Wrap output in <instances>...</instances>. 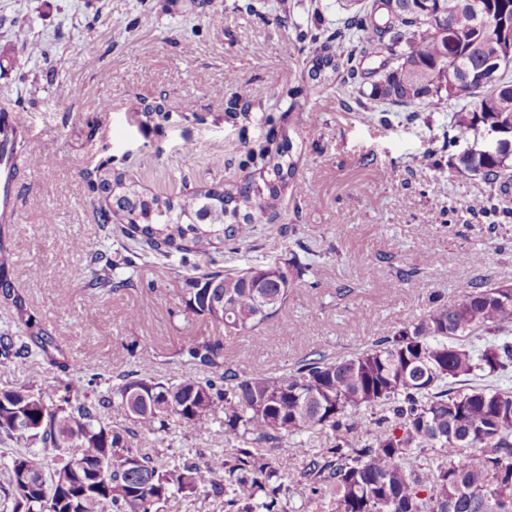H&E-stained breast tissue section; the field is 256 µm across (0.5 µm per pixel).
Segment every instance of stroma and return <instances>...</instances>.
Instances as JSON below:
<instances>
[{"mask_svg": "<svg viewBox=\"0 0 512 512\" xmlns=\"http://www.w3.org/2000/svg\"><path fill=\"white\" fill-rule=\"evenodd\" d=\"M346 16L337 0H0V106L20 109L27 122L17 147L18 221L0 223L24 307L0 296V333L18 331L28 315L56 344L52 364L37 354L0 358V388H53L61 361L70 378L97 373L114 385L131 373L205 377L209 368L180 354L198 339L221 341L225 365L239 373L281 375L307 357L367 349L375 336L417 321L433 295L452 303L474 285L512 281V252L496 250L512 240V218L470 210L488 194L512 202V182L492 188L455 169L478 135L451 126L454 104L391 105L383 123L363 76L372 61L353 77L317 68V49L286 55L300 31L318 23L332 31ZM45 43L47 57L36 51ZM241 89L253 107L227 118ZM271 130L287 138L296 169L273 222L255 224L238 250L162 257L125 237L120 220L101 224L105 201L87 188L101 161L112 159L148 195L174 199L258 178L241 161ZM32 153L47 164L25 167ZM297 240L310 251L317 285L293 288L262 345L185 312L189 269L281 261ZM95 252L125 256L112 277L130 287L88 290L83 275ZM475 252L482 263L471 262ZM411 268L415 276L404 279ZM131 442L197 464L232 452L220 410L206 434L139 430ZM331 443L322 431L275 449L291 475L280 512H334L302 477Z\"/></svg>", "mask_w": 512, "mask_h": 512, "instance_id": "obj_1", "label": "stroma"}]
</instances>
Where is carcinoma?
I'll return each instance as SVG.
<instances>
[{"instance_id": "cac0c4a2", "label": "carcinoma", "mask_w": 512, "mask_h": 512, "mask_svg": "<svg viewBox=\"0 0 512 512\" xmlns=\"http://www.w3.org/2000/svg\"><path fill=\"white\" fill-rule=\"evenodd\" d=\"M512 32V0H369L346 25L322 41L325 66L356 57L379 58L368 98L391 105L454 101L452 122L462 134L512 122L508 68L482 83L468 73L505 55ZM260 180L217 185L177 202L138 204L140 191L112 166L89 182L93 193L112 187L126 224L121 231L167 257L235 248L250 225L269 214L295 166L282 145L245 154ZM455 168L493 186L512 169V147L494 156L458 157ZM208 220L199 222L202 211ZM283 263L239 272L210 271L184 278V311L246 333L260 343L263 328L287 304L292 288L316 283L295 251ZM127 262L106 253L87 286L125 288L110 271ZM0 262V294L23 309ZM29 338L48 362L53 341ZM474 337L480 345L464 343ZM31 354L24 337L0 335V356ZM186 362L213 369L207 378L161 382L127 377L101 388L96 374L59 380L48 392L29 385L0 389V502L11 512H160L179 493L222 498L234 512H278V459L263 445L327 429L334 444L307 464L310 493L330 497L336 512H512V388L475 385L478 374L499 378L512 368V283L480 284L455 303L435 298L417 322L380 336L346 356L304 360L283 375H240L224 367V345L203 339L181 349ZM118 412L156 433L187 427L210 431L224 410V439L240 444L231 457L214 454L201 465L142 453L98 408ZM366 409L370 415H361ZM430 448L433 457L420 463Z\"/></svg>"}]
</instances>
